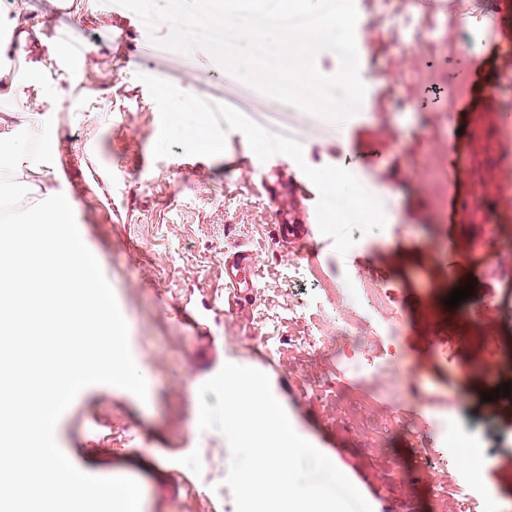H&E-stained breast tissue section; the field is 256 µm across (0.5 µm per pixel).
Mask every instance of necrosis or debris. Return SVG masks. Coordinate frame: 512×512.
I'll return each instance as SVG.
<instances>
[{
    "label": "necrosis or debris",
    "mask_w": 512,
    "mask_h": 512,
    "mask_svg": "<svg viewBox=\"0 0 512 512\" xmlns=\"http://www.w3.org/2000/svg\"><path fill=\"white\" fill-rule=\"evenodd\" d=\"M321 316L312 330L295 337L297 346L317 353L331 344H349V369L373 391L399 395L403 383L393 374L384 348L397 326L398 316L382 288L349 275L320 286Z\"/></svg>",
    "instance_id": "necrosis-or-debris-1"
}]
</instances>
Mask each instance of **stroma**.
I'll list each match as a JSON object with an SVG mask.
<instances>
[{
  "label": "stroma",
  "mask_w": 512,
  "mask_h": 512,
  "mask_svg": "<svg viewBox=\"0 0 512 512\" xmlns=\"http://www.w3.org/2000/svg\"><path fill=\"white\" fill-rule=\"evenodd\" d=\"M496 0H360L358 22L370 32L359 75L366 111L337 125L304 112L305 164L360 170L359 180L388 221L369 233L353 230L347 261L321 233L319 193L302 165L278 154L260 161L244 135L228 132L217 156H190L182 146L154 158L159 111L143 76L196 93L216 63L204 50L149 53L150 41L129 9L105 0H24L20 15L0 12V42L25 33L28 62L43 71L26 87L23 106L47 113L55 132L53 169L72 198L78 228L96 255L112 300L128 319L126 351L147 377V392L130 393L109 376L91 377L50 430L72 468L93 482L121 475L136 484L137 512H236L224 483L231 454L216 430L193 428L198 390L225 363L264 372L274 397L298 429L336 460L373 512H437V478L420 474L433 433L413 439L426 400H453L454 426L481 448L498 512H512V402L481 395L512 383V257H497L495 235L512 237V196L483 189L500 174L499 116L512 108V85L482 93L473 76L494 78L497 58L512 55V26L491 31ZM411 14L428 31L401 76L402 46L394 24ZM74 25L93 37L92 56L78 58L56 29ZM468 34L448 45V27ZM462 127L456 145L450 125ZM458 197L448 200V174ZM305 228L285 244L281 213ZM250 249L255 294L236 309L224 305V255ZM465 254L456 272L425 261L427 250ZM311 263L323 276L364 270L385 288L400 319L385 357L408 386L381 397L389 425L380 448L365 447L358 427L373 428L369 389L335 355L292 345L309 330L289 308L315 301L308 282H291L290 263ZM474 294L449 308L455 288ZM275 317L276 356L256 349V308ZM240 337L228 349V335ZM504 363L490 373L489 357Z\"/></svg>",
  "instance_id": "stroma-1"
}]
</instances>
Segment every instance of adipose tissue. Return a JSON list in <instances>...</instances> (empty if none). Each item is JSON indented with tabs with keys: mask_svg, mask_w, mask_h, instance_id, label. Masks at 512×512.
Wrapping results in <instances>:
<instances>
[{
	"mask_svg": "<svg viewBox=\"0 0 512 512\" xmlns=\"http://www.w3.org/2000/svg\"><path fill=\"white\" fill-rule=\"evenodd\" d=\"M36 133L35 142L19 140L16 126ZM54 148V133L43 116L15 108L0 113V158L9 159L19 178L39 193L35 206L0 222V237L18 243L10 256L0 257L9 268L0 277V306L16 318H51L67 329L89 367L77 366L45 384L42 397L30 403L24 390L14 392L0 434L21 439L23 449L11 459L9 474L0 480V500L6 501L24 486H37L43 496L82 487L80 474L52 447L49 432L59 409L86 384L90 372L112 375L133 393L142 392L145 376L125 355L128 325L110 311V297L102 292L94 260L84 238L72 232L77 221L72 198L57 188L47 160ZM51 244L54 260H46L43 244Z\"/></svg>",
	"mask_w": 512,
	"mask_h": 512,
	"instance_id": "adipose-tissue-1",
	"label": "adipose tissue"
}]
</instances>
